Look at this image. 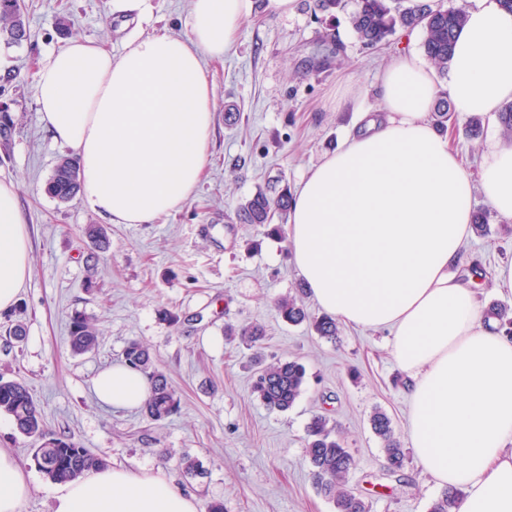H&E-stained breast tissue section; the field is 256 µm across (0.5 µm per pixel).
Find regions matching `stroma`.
Masks as SVG:
<instances>
[{"mask_svg":"<svg viewBox=\"0 0 512 512\" xmlns=\"http://www.w3.org/2000/svg\"><path fill=\"white\" fill-rule=\"evenodd\" d=\"M251 17L223 59L207 60L215 112L205 175L193 196L152 224L109 225L111 245L90 262L85 225L99 216L82 200L59 203L46 191L64 148L46 131L35 101L41 60L79 35L120 56L127 41L163 27L188 38L190 0H150L145 17L113 11L112 0H23L28 38L0 39V111L11 122L0 138V179L18 186L29 224L31 274L17 305L0 313V376L24 379L47 430L74 437L109 466L159 469L199 505L219 500L224 512H334L314 487L305 456V426L328 415L354 460L349 484L372 512H429L441 488L408 461L401 473L383 467L382 445L371 431L374 410L406 434L409 380L398 369L384 331L340 325L330 342L309 324L279 316L280 298H297L314 316L289 240L262 224H242L238 205L262 191H295L301 178L350 132L379 112L376 85L394 57L423 56L420 29L397 28L387 45L361 44L349 10H322L297 0L294 12H266L254 0ZM453 116L448 138L478 175L489 135L501 134L497 115ZM491 231L471 236L459 274L483 272L480 308L512 307L500 293L496 269L512 263V219L490 213ZM175 321L162 319V311ZM82 312L100 331L91 353L72 354L69 322ZM23 323L22 342L6 332ZM263 326L260 350L226 335L228 328ZM149 347L157 369L180 397L177 414L162 423L140 409L100 404L95 374L122 363L130 340ZM296 359L307 370L305 390L285 412L251 392L254 355ZM0 448L13 452L31 476L33 491L20 512H51L54 482L39 470L31 441L11 420L0 422ZM199 461L196 475L182 461Z\"/></svg>","mask_w":512,"mask_h":512,"instance_id":"stroma-1","label":"stroma"}]
</instances>
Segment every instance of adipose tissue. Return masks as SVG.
<instances>
[{"label":"adipose tissue","instance_id":"1","mask_svg":"<svg viewBox=\"0 0 512 512\" xmlns=\"http://www.w3.org/2000/svg\"><path fill=\"white\" fill-rule=\"evenodd\" d=\"M252 0H191L190 39L161 31L120 56L69 39L40 65L36 102L53 140L74 151L87 206L111 224H152L194 193L215 103L204 57L223 56ZM454 112L512 99V13L469 8L448 61ZM434 74L401 55L377 87L382 118L347 135L302 179L289 240L308 293L336 320L390 332L410 381L407 435L416 464L463 490L459 512H512V339L490 330L455 273L472 233L473 195L512 218V148L489 137L472 182L447 134L426 119ZM29 233L13 182L0 180V311L30 275ZM102 403L137 407L149 379L123 364L100 372ZM30 478L0 448V512H19ZM52 512H198L160 472L106 467L59 484Z\"/></svg>","mask_w":512,"mask_h":512}]
</instances>
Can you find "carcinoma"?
<instances>
[{"mask_svg":"<svg viewBox=\"0 0 512 512\" xmlns=\"http://www.w3.org/2000/svg\"><path fill=\"white\" fill-rule=\"evenodd\" d=\"M464 19L462 10L428 0H357V9L350 16L357 39L368 46L386 43L398 26L420 28L424 54L442 78L447 76L448 59ZM0 36L15 44L26 38L18 0H0ZM80 189L76 159L60 157L48 182L47 192L60 202H68L78 195ZM289 205L286 192L275 198L259 192L239 205L236 216L244 224H270L275 215H285ZM84 233L96 248L104 250L108 247V234L103 226L89 224ZM278 311L290 323L300 324L309 319L304 307L291 296L278 301ZM484 315L496 320L505 334L512 335V310L507 306L492 305ZM311 325L318 336L330 341L335 340L339 332L336 319L329 315L312 319ZM98 336V330L87 318L80 314L71 317L69 341L74 353L95 350ZM124 362L143 372L151 381V394L142 406V413L148 420L162 423L179 411V397L167 377L153 366L145 345L136 340L128 342ZM305 376L304 365L296 360L271 362L256 373L252 394L266 407L285 412L296 404L302 394ZM0 412L12 418L19 433L40 441L38 448L34 449V459L51 481H72L103 465L100 458L83 448L72 436L45 429L41 411L24 382L0 377ZM370 425L382 444L386 469L392 474L401 471L407 455L391 418L377 410L371 415ZM305 453L315 488L333 503L335 512H371L369 502L349 487V475L355 461L345 448L336 424L328 416L314 414L310 418L306 425ZM460 503L461 492L456 488H446L433 501L430 512H459Z\"/></svg>","mask_w":512,"mask_h":512,"instance_id":"cac0c4a2","label":"carcinoma"}]
</instances>
